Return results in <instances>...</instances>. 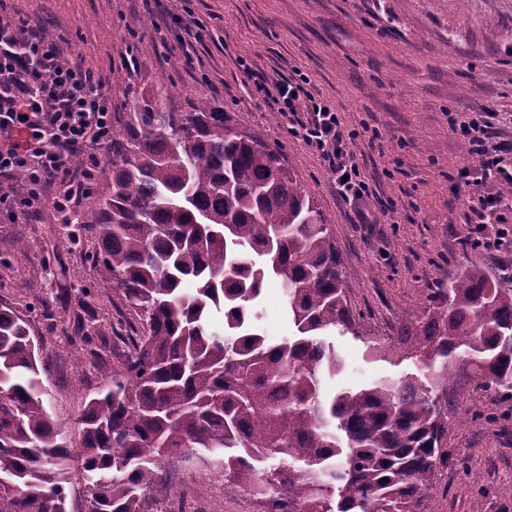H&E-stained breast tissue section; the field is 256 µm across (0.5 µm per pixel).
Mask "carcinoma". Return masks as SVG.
Instances as JSON below:
<instances>
[{
	"label": "carcinoma",
	"instance_id": "1",
	"mask_svg": "<svg viewBox=\"0 0 512 512\" xmlns=\"http://www.w3.org/2000/svg\"><path fill=\"white\" fill-rule=\"evenodd\" d=\"M169 94L112 113V158L86 170L94 206L62 217L95 235L92 270L123 305L115 323L62 329L83 348L111 334L126 347L79 417L98 512H148L164 458L184 448L219 454L271 512H428L448 465L439 381L465 372L512 401V274L472 264L430 289L417 327L366 342L427 374L325 395L342 368L327 336L359 337L331 225L278 154L205 99L164 110ZM270 279L294 327L280 343L251 320ZM39 349L0 303V512H70L71 440L46 408Z\"/></svg>",
	"mask_w": 512,
	"mask_h": 512
}]
</instances>
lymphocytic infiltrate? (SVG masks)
<instances>
[{"label":"lymphocytic infiltrate","instance_id":"f902f5d3","mask_svg":"<svg viewBox=\"0 0 512 512\" xmlns=\"http://www.w3.org/2000/svg\"><path fill=\"white\" fill-rule=\"evenodd\" d=\"M255 90L285 120L288 132L329 163L338 194L355 201L371 196L339 112L307 86L306 78L275 80L256 75ZM472 151L481 180L512 184L490 148V126L469 121ZM112 141V98L104 78L73 62L42 31L0 17V202L22 195L25 207L37 202V188L53 185L59 199L72 201L84 186L77 155Z\"/></svg>","mask_w":512,"mask_h":512}]
</instances>
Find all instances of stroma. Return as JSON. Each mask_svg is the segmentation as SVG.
<instances>
[{
    "instance_id": "35a3bbf8",
    "label": "stroma",
    "mask_w": 512,
    "mask_h": 512,
    "mask_svg": "<svg viewBox=\"0 0 512 512\" xmlns=\"http://www.w3.org/2000/svg\"><path fill=\"white\" fill-rule=\"evenodd\" d=\"M0 15L40 26L72 61L112 79L115 111L125 90L173 87L169 102L189 111L209 99L224 122L277 150L318 202L343 257L344 285L361 338L336 335L344 363L326 390L357 389L416 374V360L370 356L381 341L414 321L424 294L478 264L512 270V248H471L467 207L478 160L451 120L493 115L496 144H512V0H0ZM204 30L182 43L177 18ZM305 75L314 94L339 110L373 194L350 203L337 193L323 158L289 135L279 114L256 93L251 74ZM55 188L35 210L0 221V303L12 306L41 336L49 371L47 409L78 436V417L102 383L100 366L117 359L113 343L83 355L61 333L82 314L86 289L95 318L115 319L118 296L85 260L90 236L75 237L54 206ZM25 242L27 254L17 250ZM279 281H268L255 309L258 333L279 342L293 333ZM470 375L445 381L449 466L439 473L430 512H473L456 463L480 477L484 512H512L511 409L475 390ZM148 512H265L263 498L224 475L218 455L190 448L168 456Z\"/></svg>"
}]
</instances>
